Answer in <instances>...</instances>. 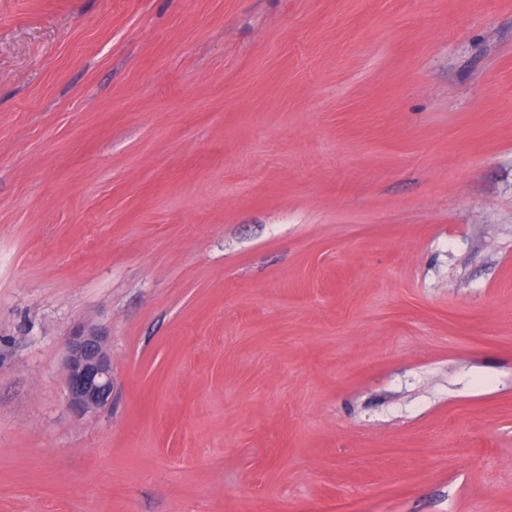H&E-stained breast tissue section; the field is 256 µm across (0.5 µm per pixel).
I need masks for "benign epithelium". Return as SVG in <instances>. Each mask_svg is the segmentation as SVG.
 Segmentation results:
<instances>
[{
  "label": "benign epithelium",
  "instance_id": "obj_1",
  "mask_svg": "<svg viewBox=\"0 0 512 512\" xmlns=\"http://www.w3.org/2000/svg\"><path fill=\"white\" fill-rule=\"evenodd\" d=\"M65 366L72 404L91 410L107 402L112 394V362L97 331L80 330L70 338Z\"/></svg>",
  "mask_w": 512,
  "mask_h": 512
}]
</instances>
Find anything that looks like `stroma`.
Here are the masks:
<instances>
[{"instance_id":"35a3bbf8","label":"stroma","mask_w":512,"mask_h":512,"mask_svg":"<svg viewBox=\"0 0 512 512\" xmlns=\"http://www.w3.org/2000/svg\"><path fill=\"white\" fill-rule=\"evenodd\" d=\"M0 512H512V0H0ZM65 366L66 386L72 404L91 410L105 404L112 394V362L96 330H80L71 336Z\"/></svg>"}]
</instances>
